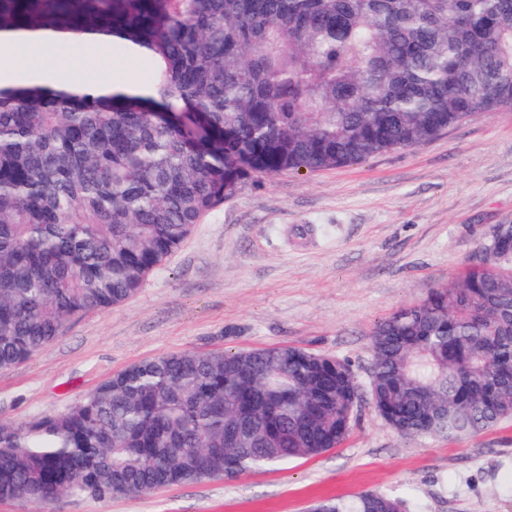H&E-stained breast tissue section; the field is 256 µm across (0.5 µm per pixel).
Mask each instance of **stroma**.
<instances>
[{
	"instance_id": "obj_1",
	"label": "stroma",
	"mask_w": 512,
	"mask_h": 512,
	"mask_svg": "<svg viewBox=\"0 0 512 512\" xmlns=\"http://www.w3.org/2000/svg\"><path fill=\"white\" fill-rule=\"evenodd\" d=\"M126 84L141 58L96 47ZM512 222V110L437 139L317 172L240 184L127 303L90 312L0 371V422L62 411L131 364L173 352L296 345L349 360L362 397L337 448L234 480L49 512H307L321 498L400 496L407 512H512V421L461 439L405 437L373 408L371 334L459 278L490 227Z\"/></svg>"
}]
</instances>
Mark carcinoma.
Masks as SVG:
<instances>
[{
    "label": "carcinoma",
    "mask_w": 512,
    "mask_h": 512,
    "mask_svg": "<svg viewBox=\"0 0 512 512\" xmlns=\"http://www.w3.org/2000/svg\"><path fill=\"white\" fill-rule=\"evenodd\" d=\"M139 49L150 91L0 81V370L133 298L258 176L428 142L512 109V0H0V35ZM498 260L376 325L370 398L405 436L512 419V226ZM352 365L305 348L180 352L0 423V500L137 497L340 447ZM383 492L314 512H403Z\"/></svg>",
    "instance_id": "1"
}]
</instances>
